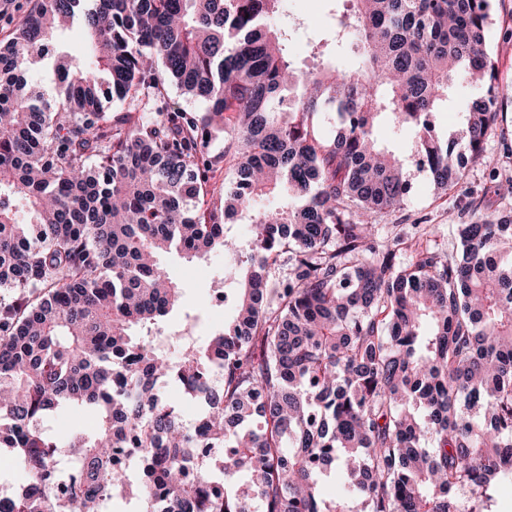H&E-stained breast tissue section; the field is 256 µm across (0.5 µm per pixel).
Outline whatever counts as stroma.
<instances>
[{"label":"stroma","instance_id":"stroma-1","mask_svg":"<svg viewBox=\"0 0 512 512\" xmlns=\"http://www.w3.org/2000/svg\"><path fill=\"white\" fill-rule=\"evenodd\" d=\"M341 6L342 0H289V10L298 13L305 23L304 29L292 39L293 59L299 66L312 65L308 41L325 36L330 31L334 14ZM489 36L499 61V85L502 92L497 103L501 117L485 142V150L489 155L499 158L500 178L512 179V0H496ZM376 137L382 144L394 147L409 162V198L401 209L386 216V223L436 225L442 249L453 253L459 248L457 227L467 222L468 208L472 202L485 200L497 220L512 222V201L502 203L487 194L490 182L488 172L482 166L470 167L464 186L439 198L431 192L426 172L411 163L414 153L411 133L383 125L378 128ZM159 263L182 287L180 304L172 312L160 336L163 352L173 358L181 346L179 330L184 315L196 317L198 340H205L217 330L218 325L210 310V300L215 287L222 283L224 258L211 253L190 262L183 255L172 251L161 255Z\"/></svg>","mask_w":512,"mask_h":512}]
</instances>
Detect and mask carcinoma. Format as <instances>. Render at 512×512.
<instances>
[{"mask_svg":"<svg viewBox=\"0 0 512 512\" xmlns=\"http://www.w3.org/2000/svg\"><path fill=\"white\" fill-rule=\"evenodd\" d=\"M347 2L305 70L284 0H32L0 41V449L22 464L7 512L131 493L151 512H493L512 476V224L472 207L456 256L432 224H377L410 182L374 135L412 131L438 197L470 162L512 193L484 151L492 0ZM74 25L82 61L55 39ZM347 41L355 68L336 64ZM52 58L51 103L27 77ZM461 85L480 95L442 138L433 117ZM218 133L236 179L207 205ZM241 220L246 244L227 232ZM217 247L234 316L172 362L154 337L181 287L157 256ZM64 408L95 428L49 434ZM63 454L77 476L60 489Z\"/></svg>","mask_w":512,"mask_h":512,"instance_id":"carcinoma-1","label":"carcinoma"}]
</instances>
